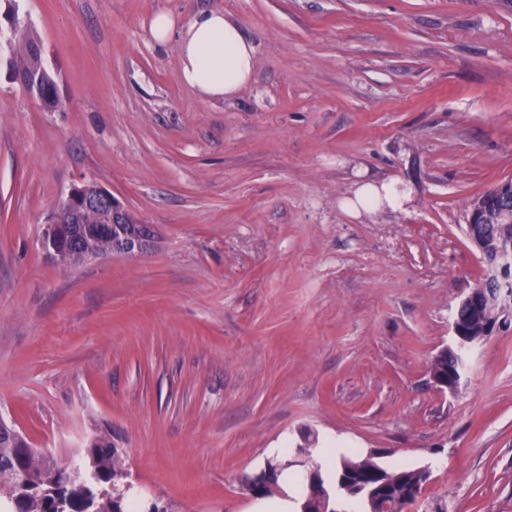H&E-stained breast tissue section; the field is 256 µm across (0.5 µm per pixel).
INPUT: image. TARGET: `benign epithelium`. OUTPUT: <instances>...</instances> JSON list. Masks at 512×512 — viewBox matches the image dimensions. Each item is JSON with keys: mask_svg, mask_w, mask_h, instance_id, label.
Segmentation results:
<instances>
[{"mask_svg": "<svg viewBox=\"0 0 512 512\" xmlns=\"http://www.w3.org/2000/svg\"><path fill=\"white\" fill-rule=\"evenodd\" d=\"M91 207L108 212L111 226L126 223L127 209L115 195L100 186L90 190L83 181L74 183L46 220L40 241L45 259L60 264L65 262V258L55 247V240L64 231L65 226L79 223L81 214ZM486 207L487 202L476 200L469 211L466 224V236L478 254L484 271V281L473 288L459 303L458 312L468 314V318L464 320L459 316L452 323L458 357V362L453 368L459 370L463 369L466 351L477 342L475 335L478 334L486 340L512 323V250L495 246L490 239L492 229L478 227L481 213ZM153 244V227L143 224L138 231L119 238L116 246L108 251V254H140L151 249ZM492 299L498 304L499 316L488 322L484 320L483 314Z\"/></svg>", "mask_w": 512, "mask_h": 512, "instance_id": "obj_1", "label": "benign epithelium"}]
</instances>
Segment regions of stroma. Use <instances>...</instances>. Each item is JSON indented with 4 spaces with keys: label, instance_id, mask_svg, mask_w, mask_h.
Masks as SVG:
<instances>
[{
    "label": "stroma",
    "instance_id": "stroma-1",
    "mask_svg": "<svg viewBox=\"0 0 512 512\" xmlns=\"http://www.w3.org/2000/svg\"><path fill=\"white\" fill-rule=\"evenodd\" d=\"M57 76L44 110L0 74V420L58 464L106 435L138 498L251 512L285 445L428 466L405 512H512V326L457 391L431 366L480 279L469 206L512 179V11L499 0H17ZM233 15L257 48L206 102L166 11ZM408 211L338 206L360 179ZM156 246L77 266L37 240L73 181ZM309 444L308 453L297 454Z\"/></svg>",
    "mask_w": 512,
    "mask_h": 512
}]
</instances>
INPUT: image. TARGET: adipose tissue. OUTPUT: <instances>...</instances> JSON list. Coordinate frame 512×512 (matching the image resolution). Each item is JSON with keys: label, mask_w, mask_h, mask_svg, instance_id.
Returning a JSON list of instances; mask_svg holds the SVG:
<instances>
[{"label": "adipose tissue", "mask_w": 512, "mask_h": 512, "mask_svg": "<svg viewBox=\"0 0 512 512\" xmlns=\"http://www.w3.org/2000/svg\"><path fill=\"white\" fill-rule=\"evenodd\" d=\"M149 35L158 47L176 42L180 77L202 100H233L253 79L256 47L224 11L202 10L183 19L159 12L150 22ZM411 200V188L392 178L356 183L339 206L358 217L383 208L403 211Z\"/></svg>", "instance_id": "1"}]
</instances>
